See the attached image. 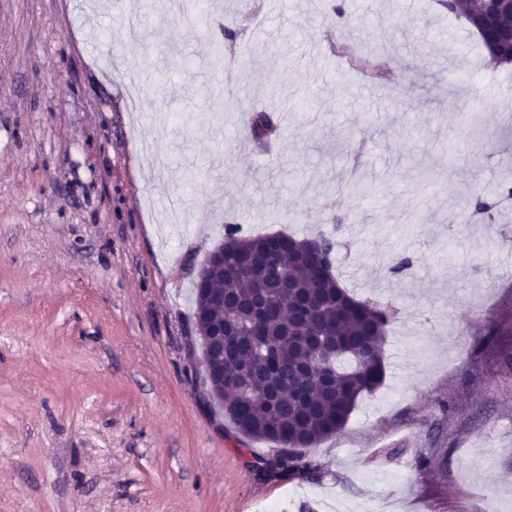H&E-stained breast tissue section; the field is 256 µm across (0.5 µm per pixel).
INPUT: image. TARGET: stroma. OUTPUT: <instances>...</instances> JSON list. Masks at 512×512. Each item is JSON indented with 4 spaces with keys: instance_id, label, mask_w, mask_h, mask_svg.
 <instances>
[{
    "instance_id": "1",
    "label": "stroma",
    "mask_w": 512,
    "mask_h": 512,
    "mask_svg": "<svg viewBox=\"0 0 512 512\" xmlns=\"http://www.w3.org/2000/svg\"><path fill=\"white\" fill-rule=\"evenodd\" d=\"M195 6L209 25L0 0V512H512V209L468 216L512 178V66L438 0ZM272 99L291 119L258 146ZM228 224L334 234L341 284L396 310L383 383L294 481L258 472L274 445L232 432L200 364L193 282ZM283 128L281 119L275 121L271 114L258 111L252 115L248 134L252 141L264 146Z\"/></svg>"
}]
</instances>
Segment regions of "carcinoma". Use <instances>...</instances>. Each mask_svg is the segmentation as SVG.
Segmentation results:
<instances>
[{
	"label": "carcinoma",
	"instance_id": "1",
	"mask_svg": "<svg viewBox=\"0 0 512 512\" xmlns=\"http://www.w3.org/2000/svg\"><path fill=\"white\" fill-rule=\"evenodd\" d=\"M458 18L482 8L479 0H440ZM284 128L264 112L252 115L249 137L266 145ZM512 198V181L476 193L470 218L489 219ZM327 235L298 239L286 234L244 235L224 227V268L211 267L208 293L194 286L193 318L205 344L204 369L212 399L224 406L235 434L270 442L276 454L257 466L268 479L293 480L312 470L305 450L347 423L358 398L384 376V345L392 325L389 307L351 296L329 270L307 261V245ZM296 256L282 267L291 287L270 284L267 253Z\"/></svg>",
	"mask_w": 512,
	"mask_h": 512
}]
</instances>
